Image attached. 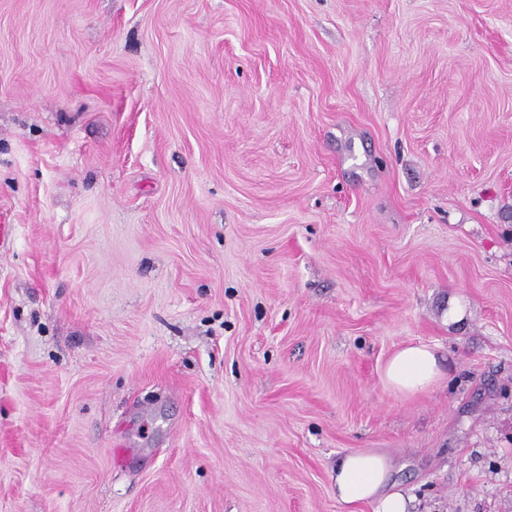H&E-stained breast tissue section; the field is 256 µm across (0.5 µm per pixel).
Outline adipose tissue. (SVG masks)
<instances>
[{
	"label": "adipose tissue",
	"instance_id": "1",
	"mask_svg": "<svg viewBox=\"0 0 512 512\" xmlns=\"http://www.w3.org/2000/svg\"><path fill=\"white\" fill-rule=\"evenodd\" d=\"M444 371L438 352L426 344H409L396 350L382 370L384 385L409 398L438 384ZM393 462L385 453L365 449L338 456L331 471L336 500L345 512L371 504L374 512H408L411 497L392 480Z\"/></svg>",
	"mask_w": 512,
	"mask_h": 512
}]
</instances>
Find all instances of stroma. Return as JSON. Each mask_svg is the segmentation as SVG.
Instances as JSON below:
<instances>
[{
  "instance_id": "35a3bbf8",
  "label": "stroma",
  "mask_w": 512,
  "mask_h": 512,
  "mask_svg": "<svg viewBox=\"0 0 512 512\" xmlns=\"http://www.w3.org/2000/svg\"><path fill=\"white\" fill-rule=\"evenodd\" d=\"M363 448L512 512V0H0V512H343ZM444 371L438 352L426 344H409L396 350L382 370L384 385L409 398L438 384Z\"/></svg>"
}]
</instances>
